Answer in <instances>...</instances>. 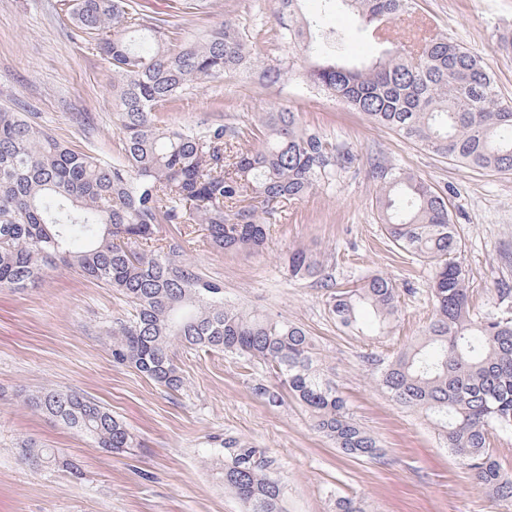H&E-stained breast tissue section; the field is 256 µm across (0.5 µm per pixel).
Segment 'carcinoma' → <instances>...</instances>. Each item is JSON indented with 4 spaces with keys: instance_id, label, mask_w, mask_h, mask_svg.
I'll use <instances>...</instances> for the list:
<instances>
[{
    "instance_id": "cac0c4a2",
    "label": "carcinoma",
    "mask_w": 512,
    "mask_h": 512,
    "mask_svg": "<svg viewBox=\"0 0 512 512\" xmlns=\"http://www.w3.org/2000/svg\"><path fill=\"white\" fill-rule=\"evenodd\" d=\"M301 0H277L286 22L275 55L254 51L264 29L226 18L184 40L165 19L148 18L135 0H73L70 18L97 36L112 66V122L119 157L107 162L72 147L27 112L0 107V288H28L48 267L79 270L132 307L112 324V361L130 365L170 391L185 381L174 343L233 353L272 371L309 414L314 430L353 458H376V439L350 416L320 373L313 338L285 318L224 303V283L182 258L181 237L160 242L162 224H200L224 252H255L281 209L350 167L355 156L303 127L298 113L260 112L249 128L200 121L160 125L157 112L201 84L252 72L268 84L299 77L319 94L344 100L372 122L431 152L476 169L512 171V101L481 61L446 36L415 46L391 39L390 25L413 0H324V10L356 15L363 34L385 46L357 60L336 53L342 37L300 14ZM254 139L258 148L246 145ZM376 209L387 238L432 269L434 312L412 345L377 360L376 381L398 404L425 414L446 447L492 497L512 502V475L491 447L512 430V311L473 318L461 236L449 200L430 181L379 165ZM79 239L82 246L72 247ZM288 273L312 277L317 263L288 254ZM400 294L387 277H363L328 294L337 324L362 332L359 312L375 314L373 332L390 333ZM36 409L100 448L137 445L123 421L95 401L50 389L29 398ZM224 488L245 512H283V486L262 448L224 442ZM33 465L78 472L53 448L22 449Z\"/></svg>"
}]
</instances>
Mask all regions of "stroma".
<instances>
[{
	"instance_id": "obj_1",
	"label": "stroma",
	"mask_w": 512,
	"mask_h": 512,
	"mask_svg": "<svg viewBox=\"0 0 512 512\" xmlns=\"http://www.w3.org/2000/svg\"><path fill=\"white\" fill-rule=\"evenodd\" d=\"M143 14L179 24L183 35L231 17L277 33L275 0H208L195 13L188 0H138ZM303 14L348 34L360 58L379 47L360 36L357 18L303 0ZM404 41L418 30L442 34L478 55L512 99V0H415L394 24ZM36 122L80 150L111 160L119 132L112 123V68L93 40L76 36L62 0H0V105ZM298 112L301 124L355 156L333 181L288 203L257 253L222 252L195 232L185 258L224 284L229 304L280 315L313 337L318 365L346 399L353 419L377 440L380 455L357 460L316 432L291 398L271 403L255 385L281 389L264 365L231 353L174 345L185 379L172 393L129 365L112 361L106 334L125 318V299L75 269L48 268L34 287L0 289V512H242L224 487V443L262 448L284 489L286 512H336L337 497L365 512H512V503L481 489L445 448L424 414L397 404L376 384L371 358L390 355L421 336L433 310L432 272L395 248L375 208L374 167L385 163L433 183L452 204L463 246L475 316L512 309V172L481 171L434 155L376 125L344 102L307 92L295 80L274 85L236 76L188 91L158 115L167 124L201 119L244 126L273 106ZM301 249L319 264L317 277L293 279L285 256ZM380 273L400 293V318L381 341L341 329L329 311V288ZM76 391L123 419L139 445L123 453L90 440L32 408L29 394ZM53 448L81 467V478L36 468L23 443Z\"/></svg>"
}]
</instances>
